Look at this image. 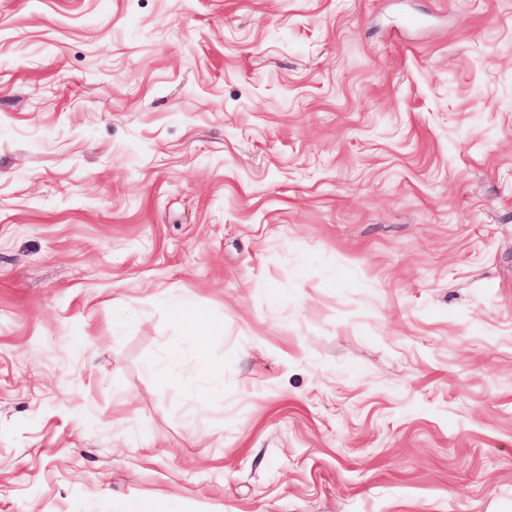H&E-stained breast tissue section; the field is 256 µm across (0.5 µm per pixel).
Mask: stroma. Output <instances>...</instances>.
I'll list each match as a JSON object with an SVG mask.
<instances>
[{
	"instance_id": "obj_1",
	"label": "stroma",
	"mask_w": 512,
	"mask_h": 512,
	"mask_svg": "<svg viewBox=\"0 0 512 512\" xmlns=\"http://www.w3.org/2000/svg\"><path fill=\"white\" fill-rule=\"evenodd\" d=\"M151 499L512 512V0H0V512ZM200 359L206 364L209 372L208 381L204 385L200 386L195 395L194 400H218L224 398V386L218 381V365L210 362L203 357L202 350L199 354Z\"/></svg>"
}]
</instances>
